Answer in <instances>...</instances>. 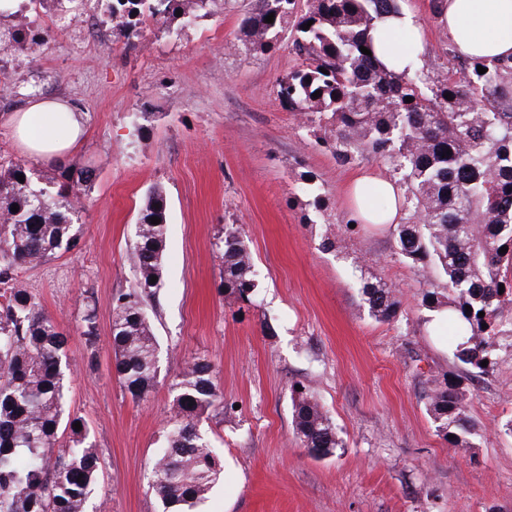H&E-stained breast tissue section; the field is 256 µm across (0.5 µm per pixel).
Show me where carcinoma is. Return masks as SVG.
<instances>
[{"instance_id":"1","label":"carcinoma","mask_w":512,"mask_h":512,"mask_svg":"<svg viewBox=\"0 0 512 512\" xmlns=\"http://www.w3.org/2000/svg\"><path fill=\"white\" fill-rule=\"evenodd\" d=\"M182 2L112 0L111 8L121 18L117 31L130 44L146 12L165 23L168 33L179 34L191 17L176 15ZM258 2L243 23L244 48L270 50L293 21L292 49L301 64L277 81L278 98L303 123L324 129L337 162L369 156L387 167L402 190L396 252L418 270L446 278L441 287L421 282L422 301L432 310L448 308L454 357L485 371L482 361L491 365L502 346L512 349V58L470 59L466 70L440 79L419 69L396 73L360 47L373 50L375 24L383 13L399 10L397 0H307L299 16L297 0ZM271 13L274 22H265ZM479 65L487 72L478 73ZM93 176L94 170L80 169L52 195L36 187L20 163L0 171V214L7 216L0 223V512H88L96 489L97 448L82 418L66 412L68 336L33 295L14 286L19 267L45 263L76 245L65 189L87 185ZM14 204L19 211H11ZM153 217L160 223H151ZM166 236V200L154 192L141 210L130 253L135 288L113 297V373L135 401L148 400L159 378L158 341L147 306L160 288ZM504 246L508 251L502 254ZM215 247L222 253L224 299L253 303V256L241 226L224 225ZM361 293L376 320L397 317L392 286L364 278ZM96 318V303H87L81 321L90 345ZM469 381L468 373L448 376L428 394L427 411L438 431L452 436V448L472 447L477 435L468 414ZM172 387L175 414L166 447L151 459L149 486L161 512H193L224 472L200 429L205 413H224V396L214 365L201 358L176 374ZM301 388L292 399L295 437L312 456H333L344 441L310 387ZM78 421L79 431L73 427ZM62 425L69 430L66 448L57 445Z\"/></svg>"}]
</instances>
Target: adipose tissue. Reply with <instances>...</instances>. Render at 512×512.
<instances>
[{
    "label": "adipose tissue",
    "mask_w": 512,
    "mask_h": 512,
    "mask_svg": "<svg viewBox=\"0 0 512 512\" xmlns=\"http://www.w3.org/2000/svg\"><path fill=\"white\" fill-rule=\"evenodd\" d=\"M457 54L490 60L512 56V0H444L438 15ZM423 26L414 10L384 14L374 32V52L390 70L423 65ZM9 128L31 157L60 159L83 131L82 115L69 103L33 99L15 113ZM401 193L390 179L361 174L350 188L355 218L363 224H394Z\"/></svg>",
    "instance_id": "ef3b65f1"
}]
</instances>
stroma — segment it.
Here are the masks:
<instances>
[{"label": "stroma", "mask_w": 512, "mask_h": 512, "mask_svg": "<svg viewBox=\"0 0 512 512\" xmlns=\"http://www.w3.org/2000/svg\"><path fill=\"white\" fill-rule=\"evenodd\" d=\"M404 3L423 24L425 73L461 68L431 0ZM255 8L213 0L180 34L151 23L131 48L115 31L103 50L51 28L36 65L0 67V165L25 164L52 192L64 172L96 170L73 192L76 248L21 267L16 281L69 335L66 409L86 421L101 457L95 501L105 512H157L147 467L174 414L173 379L201 357L229 408L200 423L225 463L200 512H512V435L500 429L512 419V350L474 380L473 447L451 448L427 395L463 366L428 335L430 312L392 226L354 224L346 198L357 174L387 170L370 157L336 163L320 132L281 104L276 81L300 65L293 33L265 53L246 51L241 23ZM34 94L86 114L84 140L63 163L30 159L10 137V117ZM152 190L167 201L162 285L148 307L160 376L137 402L112 373L111 300L135 285L128 253ZM227 224L242 225L259 282L242 311L219 292L214 241ZM365 275L395 288L393 321L364 308ZM91 297L92 346L80 329ZM298 382L346 443L332 457L309 456L293 433Z\"/></svg>", "instance_id": "obj_1"}]
</instances>
